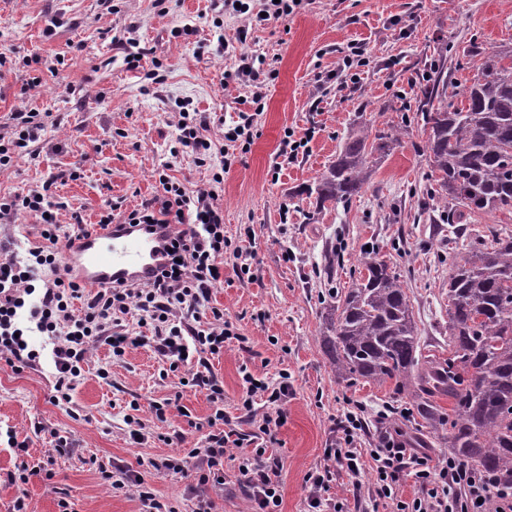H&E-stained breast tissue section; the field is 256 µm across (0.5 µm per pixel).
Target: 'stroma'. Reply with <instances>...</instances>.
Listing matches in <instances>:
<instances>
[{
	"label": "stroma",
	"instance_id": "1",
	"mask_svg": "<svg viewBox=\"0 0 512 512\" xmlns=\"http://www.w3.org/2000/svg\"><path fill=\"white\" fill-rule=\"evenodd\" d=\"M186 25L191 33H183ZM473 37L512 49V0H302L291 16L267 22L222 0H0V46L14 52L13 66L0 69V136H10L16 112H41L46 122L33 154L0 170V195L48 189L62 205V225L77 215L96 223L108 199L120 219L160 193L157 169L191 191L212 183V165L176 149L180 111L209 117L204 136L216 151L241 114L253 116L257 131L217 186L230 251L211 304L239 334L210 359L224 383L222 406L184 385L182 372L169 371L146 346L120 361L108 347L95 348L65 408L50 401V353L34 370L0 361V512L20 496L27 512H61L63 500L72 512H142L136 496L104 486L102 466L141 471L161 499L185 505L194 470L158 472L148 462L203 445L219 408L224 430L282 464L278 512H312L306 476L326 464L325 450L354 405L367 423L360 445L377 428L398 427L433 458L447 456V428L430 427L415 411L401 417L409 402L391 383L339 380L319 336L330 293L350 286L374 246L401 272L423 359L447 357L449 256H465L471 234L512 230L511 210L459 226L437 203L410 194L429 174L417 151L426 136L416 114L430 65L454 46L450 80L464 86L473 71L462 48ZM136 52L148 61L128 68ZM354 54L359 64L344 67ZM245 56L262 57L273 72L259 107L233 78ZM35 77L40 86L27 89ZM380 116L403 134L375 153L359 196L345 208L306 198L349 131ZM288 131L307 141L291 161L282 153ZM235 248L253 255L249 274L239 272ZM102 367L110 382L98 377ZM244 367L273 385L288 381L286 422L274 436L261 431L263 398L253 410L243 407ZM133 418L142 425L139 442L130 436ZM9 431L26 442L24 457L9 447ZM57 434L74 447L57 452ZM22 461L35 474L11 483ZM324 496L345 512H396L367 466L355 476L337 469Z\"/></svg>",
	"mask_w": 512,
	"mask_h": 512
}]
</instances>
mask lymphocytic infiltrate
I'll use <instances>...</instances> for the list:
<instances>
[{"instance_id": "1", "label": "lymphocytic infiltrate", "mask_w": 512, "mask_h": 512, "mask_svg": "<svg viewBox=\"0 0 512 512\" xmlns=\"http://www.w3.org/2000/svg\"><path fill=\"white\" fill-rule=\"evenodd\" d=\"M10 137L0 138V169L13 165L31 152L45 130L39 113L17 112ZM220 173L212 188L187 191L168 175H160V196L143 202L124 222L132 227L156 224H189L190 236H176L165 244L166 260L150 280L120 281L86 293L82 283L67 278L62 269V249L71 235L85 231L82 222L62 229L55 216L56 205L49 195L31 190L0 197V220L21 215L36 218L42 226L43 245L30 248L26 256L0 247V359L16 370L37 367L41 355L30 347L28 335L38 332L51 347L55 368L53 404L63 406L80 383L92 347L108 346L113 358L128 350L147 346L171 369L189 373L193 387L204 390L210 401L224 399V384L214 375L209 358L223 353L224 344L235 333L224 319L223 310L210 308L213 288L219 282L224 258V209L218 202L216 184L232 162L222 158ZM83 300L81 315L72 305ZM139 310L151 324L150 335H134L121 327V318ZM244 409H252L256 394H265L274 413L263 418L262 431L272 434L284 423L282 405L288 396L287 383L272 387L244 374ZM242 441L221 430L207 435L205 444L187 449L172 459L152 461L158 471L181 473L194 465L198 489L191 512H214L213 499L224 494V457ZM380 494L394 500L397 512H512V493L495 490L489 477L462 462L431 461L401 429L382 432L367 450ZM238 470L243 478L253 512H275L280 505L282 467L265 449L242 454ZM109 487L135 492L147 512H178L161 501L151 484L137 471L112 475L101 469ZM414 475L420 493L412 500L399 499L397 484L402 475Z\"/></svg>"}]
</instances>
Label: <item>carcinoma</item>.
I'll use <instances>...</instances> for the list:
<instances>
[{"label": "carcinoma", "instance_id": "cac0c4a2", "mask_svg": "<svg viewBox=\"0 0 512 512\" xmlns=\"http://www.w3.org/2000/svg\"><path fill=\"white\" fill-rule=\"evenodd\" d=\"M463 55L480 58L462 93L448 92V58L440 60L420 99L427 132L422 153L430 169L425 194L465 213L512 209V50L488 51L468 42ZM399 142L396 127L370 135L351 131L327 170L307 189L317 205L347 206L366 183L369 159ZM468 257L450 260L448 357L419 367L418 327L401 274L377 257L329 307L321 347L345 381L394 383L393 392L419 408L432 427L448 426V451L458 461L512 489V232L492 241L476 235ZM452 400L444 415L436 398Z\"/></svg>", "mask_w": 512, "mask_h": 512}]
</instances>
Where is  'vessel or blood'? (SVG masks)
<instances>
[{
  "instance_id": "b4317fda",
  "label": "vessel or blood",
  "mask_w": 512,
  "mask_h": 512,
  "mask_svg": "<svg viewBox=\"0 0 512 512\" xmlns=\"http://www.w3.org/2000/svg\"><path fill=\"white\" fill-rule=\"evenodd\" d=\"M164 229L138 232L116 225L73 237L64 266L76 280L100 286L115 280L145 279L163 261Z\"/></svg>"
}]
</instances>
